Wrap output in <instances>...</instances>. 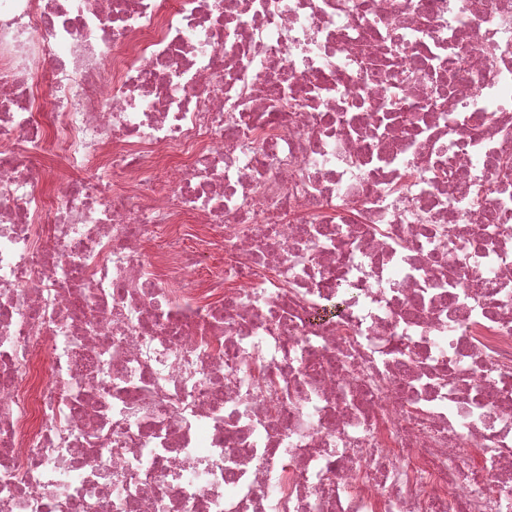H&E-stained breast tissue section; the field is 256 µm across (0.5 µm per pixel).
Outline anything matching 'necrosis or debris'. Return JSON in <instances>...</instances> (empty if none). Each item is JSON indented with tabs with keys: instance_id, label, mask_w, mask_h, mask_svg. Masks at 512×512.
Listing matches in <instances>:
<instances>
[{
	"instance_id": "4bbe7bcc",
	"label": "necrosis or debris",
	"mask_w": 512,
	"mask_h": 512,
	"mask_svg": "<svg viewBox=\"0 0 512 512\" xmlns=\"http://www.w3.org/2000/svg\"><path fill=\"white\" fill-rule=\"evenodd\" d=\"M506 153L512 0H0V512H512Z\"/></svg>"
}]
</instances>
